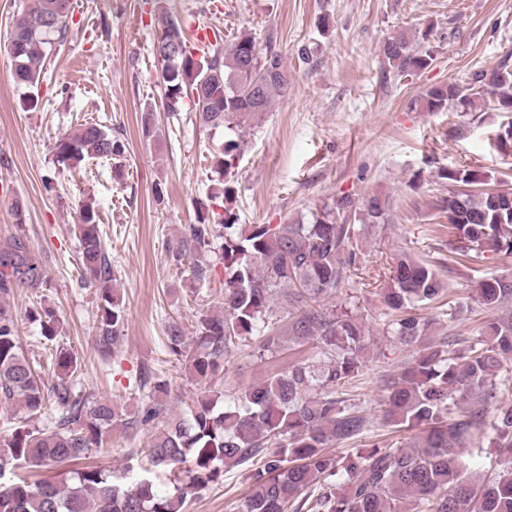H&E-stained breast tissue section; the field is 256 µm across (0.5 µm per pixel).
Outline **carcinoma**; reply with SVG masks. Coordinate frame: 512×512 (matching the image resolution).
I'll return each mask as SVG.
<instances>
[{
    "instance_id": "1",
    "label": "carcinoma",
    "mask_w": 512,
    "mask_h": 512,
    "mask_svg": "<svg viewBox=\"0 0 512 512\" xmlns=\"http://www.w3.org/2000/svg\"><path fill=\"white\" fill-rule=\"evenodd\" d=\"M71 0H30L15 18L21 42L11 78L19 86L40 83L49 48L65 37ZM157 36L174 37L185 51L175 61H157L164 88L161 106L180 110L184 90L195 94L202 124L228 130L269 111L276 94L288 87L282 57L257 45L243 31L213 54L196 55L180 23L163 16ZM381 56L402 73L431 64L430 54L398 32L381 46ZM498 106L512 112V66L503 61L475 74L473 85L430 88L420 105L427 112L448 107L480 108L485 88ZM124 144L96 123L62 135L54 145L56 161L67 168L86 159H112ZM239 144L228 140L214 157L224 176L232 175ZM448 197L441 210L448 224V251L461 264L471 254L512 255V198L501 190L475 191L486 182L470 169H451ZM223 197L224 213L190 224L173 249L182 261L211 247L214 227L224 229V307L199 317L195 336L168 326L165 346L185 362L203 390L178 415L152 432L147 459L154 472L171 476L173 488L159 491L153 478L125 476L84 460L101 447L103 434L119 417L107 399L76 393L70 382L77 370L72 353L55 352L54 383L45 384L24 354L13 315L0 306V406L36 417L54 403V422L22 427L0 444V512H184L189 493L245 469L249 495L243 512H512V404L500 398L499 376L512 361V313L488 321L480 339L462 349L431 343L385 380L384 420L410 433L402 445L377 443L344 457L329 448L366 434L367 419L348 403L346 389L363 368L370 350L367 318L356 301L327 305L333 292L354 281L367 287L370 273L361 262L360 237L385 222L390 196L372 195L359 203L344 198L308 222L236 223L234 189L224 181L212 197ZM355 223H349V219ZM84 284L96 289L95 344L104 358L120 339L125 323L122 299L114 288L95 211L86 207L75 225ZM388 274L373 295L386 310L384 335L412 347L432 329L414 313L415 304L434 301L444 284L433 265L399 251L384 263ZM43 284L38 263L18 244L0 252V294ZM478 301L495 309L512 301V277H492L474 288ZM293 308L289 332L298 341L316 342L312 357L292 359L288 368L243 388L210 384L224 370V356L243 342L256 343L261 355L282 350L272 306L277 299ZM495 409L494 436L487 447L501 461L497 477L477 484L468 475L463 448L482 437L489 408ZM24 466H63L56 481L31 485L7 474Z\"/></svg>"
}]
</instances>
